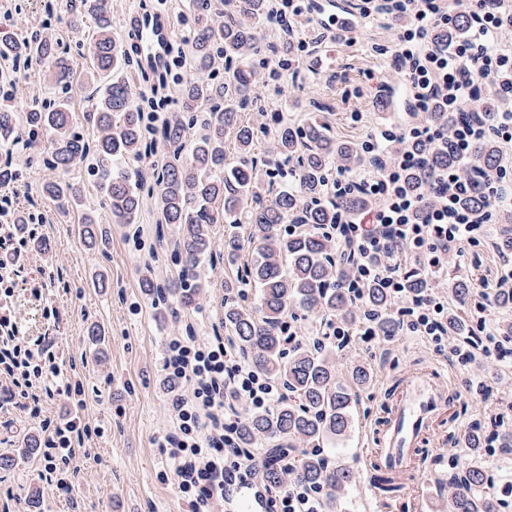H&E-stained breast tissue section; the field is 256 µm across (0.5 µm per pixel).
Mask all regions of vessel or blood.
I'll list each match as a JSON object with an SVG mask.
<instances>
[{"label":"vessel or blood","mask_w":512,"mask_h":512,"mask_svg":"<svg viewBox=\"0 0 512 512\" xmlns=\"http://www.w3.org/2000/svg\"><path fill=\"white\" fill-rule=\"evenodd\" d=\"M134 27L142 67H164L173 41L169 16L160 11L140 15ZM386 399L382 416L374 422L376 444L363 458L365 469L374 476L421 470L428 443L447 437L446 424L456 416L455 392L436 370L417 368L404 371ZM264 507L261 495L250 489L240 490L226 504L228 512H263Z\"/></svg>","instance_id":"1"}]
</instances>
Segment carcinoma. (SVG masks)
<instances>
[{
	"mask_svg": "<svg viewBox=\"0 0 512 512\" xmlns=\"http://www.w3.org/2000/svg\"><path fill=\"white\" fill-rule=\"evenodd\" d=\"M180 14L183 41L187 46V73L181 80L182 113L156 126L154 113L144 112L129 79L122 76L133 65L127 51L112 38L111 0H73L70 26L80 32L86 20L94 34L86 51L92 80L107 79L97 95L89 98L83 113L85 134L73 126L72 108L63 100L34 98L23 110L12 105V94L0 101V149L10 151L22 144L32 147L41 136L50 145L49 166L69 171L87 161L99 183L101 206L114 224H134L142 191L157 196L159 218L157 243L172 252L180 266L179 278L159 284L148 276L140 288L156 310L176 313L194 307L205 288L198 268L210 247L215 224L249 226L248 241L253 259L244 265L236 281L224 284L222 324L235 339L246 361L256 370L279 380L291 394L273 410L249 414L239 428L240 442L250 448L271 442L275 455L299 445L318 448L352 428L353 390L368 383L364 368L351 372L349 382L336 377L332 356L319 344L300 342L286 350L282 331L296 311L305 316L339 318L354 323L348 292L342 288L348 276L344 262L334 261L328 225L336 223V207L359 211L368 205L360 192L348 195L335 206L319 202L323 185L334 166L351 168L361 161L359 147L338 140L329 127L316 120L295 126L274 116L276 129L271 153L283 164L295 163V186L280 190L265 202V188L254 149V126L240 113L256 105L251 95L258 80L252 59L263 46L255 22L266 19V0H182ZM218 11L220 20L208 17ZM0 60L51 67L52 82L70 84L75 62L59 38L49 34L0 36ZM224 67V80L213 73ZM467 112H434L440 128H453ZM202 130L189 138V130ZM426 167L458 166L464 175H489L503 165L498 145L490 138L472 149V164H459L445 150L417 148ZM158 155L151 179L139 170L140 161ZM42 193L66 208L79 197V187L68 181L49 182ZM304 224L307 231H281L286 223ZM242 237L224 238V262L237 264L244 249ZM255 289V302H240L246 289ZM452 297L461 301L470 284L448 276ZM365 302L384 311L389 297L379 288H368ZM469 455L464 477L448 499V512H497L499 499L489 490L491 478L479 456L480 435L467 436ZM36 451L29 445L16 454L0 455V469L9 470ZM293 476L312 488L326 490L325 512H336L340 494L357 478L356 470L333 465L304 451L294 460Z\"/></svg>",
	"mask_w": 512,
	"mask_h": 512,
	"instance_id": "obj_1",
	"label": "carcinoma"
}]
</instances>
